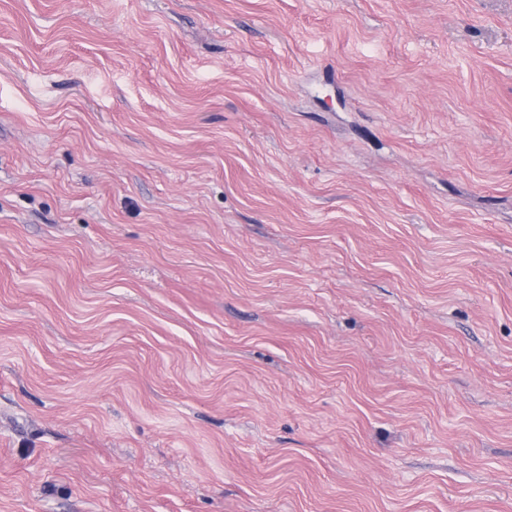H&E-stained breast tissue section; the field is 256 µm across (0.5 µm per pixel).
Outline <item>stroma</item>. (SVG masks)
<instances>
[{
  "label": "stroma",
  "mask_w": 512,
  "mask_h": 512,
  "mask_svg": "<svg viewBox=\"0 0 512 512\" xmlns=\"http://www.w3.org/2000/svg\"><path fill=\"white\" fill-rule=\"evenodd\" d=\"M0 512H512V0H0Z\"/></svg>",
  "instance_id": "obj_1"
}]
</instances>
